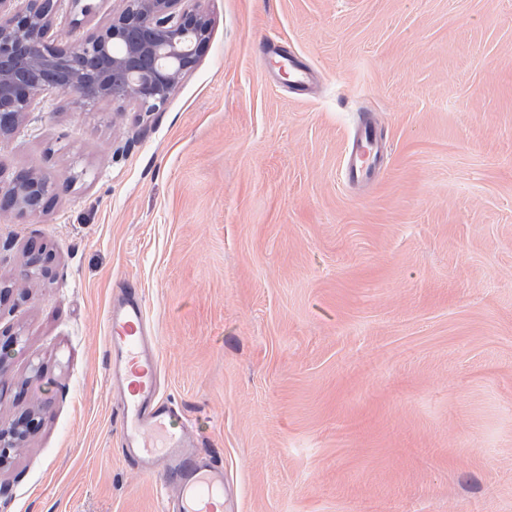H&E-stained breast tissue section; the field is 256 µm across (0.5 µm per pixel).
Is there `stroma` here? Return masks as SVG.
Masks as SVG:
<instances>
[{"label": "stroma", "mask_w": 512, "mask_h": 512, "mask_svg": "<svg viewBox=\"0 0 512 512\" xmlns=\"http://www.w3.org/2000/svg\"><path fill=\"white\" fill-rule=\"evenodd\" d=\"M162 110L44 90L0 170V512H159L103 364L141 288L163 394L237 512H512V0H205ZM309 66L296 94L261 41ZM368 116L385 171L341 177ZM48 273L28 277L29 248ZM68 186L60 188L46 178L19 172L9 179L0 175V206L22 214H32L49 206ZM29 422L27 418H20L6 427L0 424V448L17 447V444L25 438L24 427Z\"/></svg>", "instance_id": "35a3bbf8"}]
</instances>
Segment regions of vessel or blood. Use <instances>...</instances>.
Masks as SVG:
<instances>
[{
    "instance_id": "1",
    "label": "vessel or blood",
    "mask_w": 512,
    "mask_h": 512,
    "mask_svg": "<svg viewBox=\"0 0 512 512\" xmlns=\"http://www.w3.org/2000/svg\"><path fill=\"white\" fill-rule=\"evenodd\" d=\"M386 156L384 137L370 120H362L347 146L344 180L351 185L374 181ZM105 360L124 457L144 474L165 463L175 477V493L165 499L163 512H225L223 461L198 460L174 404L159 395L158 363L134 286H127L123 301L107 316Z\"/></svg>"
}]
</instances>
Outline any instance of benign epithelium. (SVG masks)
Returning a JSON list of instances; mask_svg holds the SVG:
<instances>
[{"instance_id": "1", "label": "benign epithelium", "mask_w": 512, "mask_h": 512, "mask_svg": "<svg viewBox=\"0 0 512 512\" xmlns=\"http://www.w3.org/2000/svg\"><path fill=\"white\" fill-rule=\"evenodd\" d=\"M0 0V138L34 109L48 81L83 102H135L146 112L164 106L197 64L209 38L202 0H118L110 22L95 31L74 19L58 45L46 38L58 0ZM62 188L19 172L0 178V206L22 214L49 206ZM26 418L0 424V448L25 438Z\"/></svg>"}]
</instances>
